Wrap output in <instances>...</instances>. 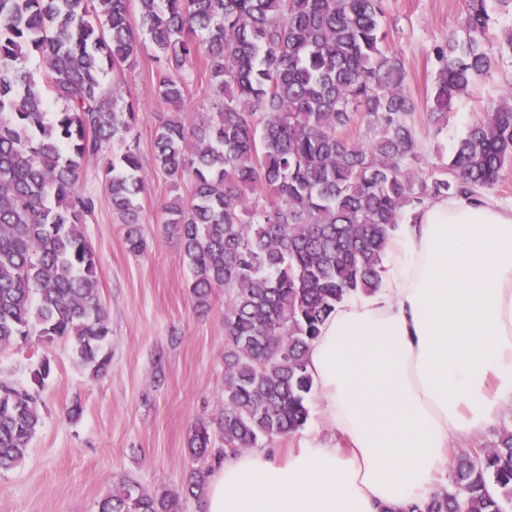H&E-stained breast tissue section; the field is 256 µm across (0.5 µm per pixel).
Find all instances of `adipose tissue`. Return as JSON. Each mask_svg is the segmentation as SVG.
Listing matches in <instances>:
<instances>
[{
    "instance_id": "adipose-tissue-1",
    "label": "adipose tissue",
    "mask_w": 512,
    "mask_h": 512,
    "mask_svg": "<svg viewBox=\"0 0 512 512\" xmlns=\"http://www.w3.org/2000/svg\"><path fill=\"white\" fill-rule=\"evenodd\" d=\"M307 367L331 438L222 459L200 512H407L447 486L451 445L512 405V205L414 210L379 288L337 305Z\"/></svg>"
}]
</instances>
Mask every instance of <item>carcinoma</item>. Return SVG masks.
I'll use <instances>...</instances> for the list:
<instances>
[{
  "mask_svg": "<svg viewBox=\"0 0 512 512\" xmlns=\"http://www.w3.org/2000/svg\"><path fill=\"white\" fill-rule=\"evenodd\" d=\"M491 1L512 7L465 0L459 32L436 49L439 120L512 54V26L487 46ZM383 17V0H0V350L59 338L93 375L108 371L110 318L82 231L93 200L79 179L86 162L103 163L112 210L141 252L140 106L102 77L133 64L144 39L161 62L156 91L175 112L155 131V165L191 182L188 197L163 206V223L182 245L197 305L225 289L224 406L191 430L184 495H202L212 462L305 426L308 346L336 305L378 288L404 213L426 196L491 189L512 168L508 86L458 144L451 178L418 182L415 106ZM31 56L45 66L41 80ZM197 62L214 111L189 119ZM359 111L375 133L365 144L345 135ZM110 142L123 151L106 155ZM51 373L44 359L34 387L0 381V471L25 458ZM449 470L448 487L411 512H512V429L457 451ZM178 501L124 480L98 512H175Z\"/></svg>",
  "mask_w": 512,
  "mask_h": 512,
  "instance_id": "carcinoma-1",
  "label": "carcinoma"
}]
</instances>
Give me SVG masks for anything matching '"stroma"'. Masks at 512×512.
I'll list each match as a JSON object with an SVG mask.
<instances>
[{"label": "stroma", "instance_id": "1", "mask_svg": "<svg viewBox=\"0 0 512 512\" xmlns=\"http://www.w3.org/2000/svg\"><path fill=\"white\" fill-rule=\"evenodd\" d=\"M461 7L462 0H385L387 46L408 74L420 154L416 170L426 181L447 177L458 143L512 84V54L507 53L446 119L431 117L438 70L434 49L456 30ZM156 68L147 42L133 66L103 78L107 88L122 80L141 106L136 133L145 177L142 253L128 248L100 164L87 163L80 175L82 190L96 203L83 232L96 255L97 286L110 314L111 368L92 377L63 340L0 350L2 380L27 386L40 359L49 358L54 367L41 392L42 425L27 456L0 473V512H97L100 499L124 479L179 492V512H197V499L182 496L181 489L193 466L191 426L224 404V291L215 289L208 307L196 306L180 242L161 222L163 204L188 195L190 185L173 188L154 165V131L172 112L156 96ZM76 404L82 413L69 418Z\"/></svg>", "mask_w": 512, "mask_h": 512}]
</instances>
